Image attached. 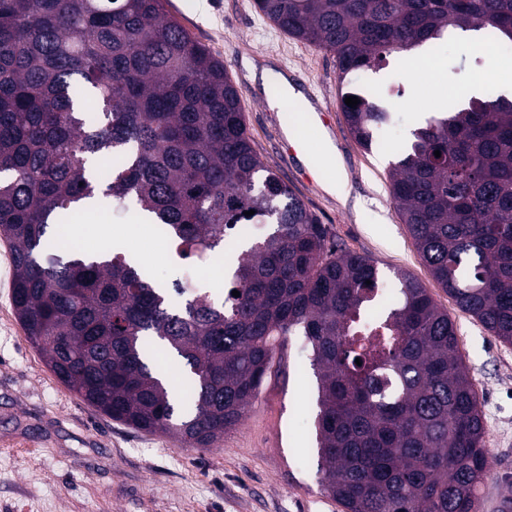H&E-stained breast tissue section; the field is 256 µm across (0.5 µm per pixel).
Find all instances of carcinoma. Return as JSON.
Returning a JSON list of instances; mask_svg holds the SVG:
<instances>
[{"label":"carcinoma","instance_id":"obj_1","mask_svg":"<svg viewBox=\"0 0 512 512\" xmlns=\"http://www.w3.org/2000/svg\"><path fill=\"white\" fill-rule=\"evenodd\" d=\"M164 4L0 0V239L27 338L97 411L209 448L241 424L277 348L300 332L318 381V474L344 512H477L486 428L448 312L400 272L386 343L360 334L378 268L331 244L263 164L224 63ZM255 4L333 54L342 82L458 31L490 26L512 43V0ZM88 96L98 111H84ZM350 96L360 103L341 104L345 121L368 148L391 113ZM411 135L389 170L401 219L438 284L512 345V99L472 97ZM98 194L135 201L184 260L224 248L246 220L274 229L241 253L215 301L181 281L162 287L116 246L66 247L62 227Z\"/></svg>","mask_w":512,"mask_h":512}]
</instances>
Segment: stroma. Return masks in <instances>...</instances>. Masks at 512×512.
<instances>
[{"label": "stroma", "mask_w": 512, "mask_h": 512, "mask_svg": "<svg viewBox=\"0 0 512 512\" xmlns=\"http://www.w3.org/2000/svg\"><path fill=\"white\" fill-rule=\"evenodd\" d=\"M171 14L190 37L224 62L242 96L252 146L266 167L292 188L325 224L339 248L373 260L379 280L407 272L447 311L480 395L492 467L479 491V512H497L512 491V345L500 342L461 310L436 283L402 224L389 191V168L412 130L451 98L471 91L504 93L512 55L503 57L457 36L435 43L432 72L408 62L352 75L385 90L391 125L363 149L345 122L335 58L289 37L262 17L253 0H170ZM481 66H473L474 58ZM287 70L302 91H315L333 118L334 161L314 180L303 156L280 146L284 126L299 129L309 151L320 136L295 101L272 107L249 67ZM342 177L343 195L323 181ZM108 233L101 247L119 246L159 284L183 276L164 236L139 214L114 215L102 202ZM287 337L262 390L235 429L210 448H185L174 438L112 421L61 383L27 340L11 291L0 288V512H343L317 474V383L310 351Z\"/></svg>", "instance_id": "1"}]
</instances>
